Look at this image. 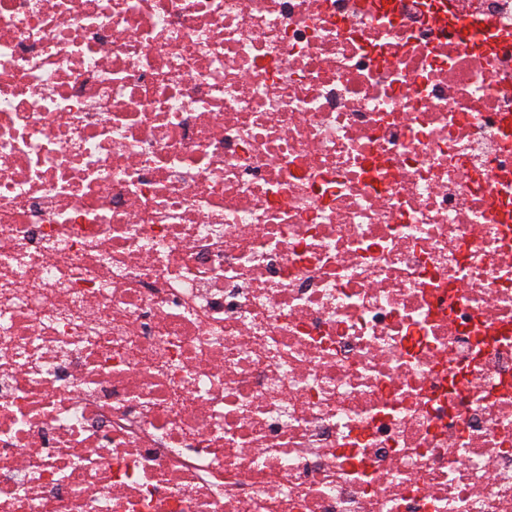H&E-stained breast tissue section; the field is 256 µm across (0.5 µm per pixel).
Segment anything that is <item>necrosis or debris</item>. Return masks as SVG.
Returning a JSON list of instances; mask_svg holds the SVG:
<instances>
[{"mask_svg": "<svg viewBox=\"0 0 512 512\" xmlns=\"http://www.w3.org/2000/svg\"><path fill=\"white\" fill-rule=\"evenodd\" d=\"M0 512H512V0H0Z\"/></svg>", "mask_w": 512, "mask_h": 512, "instance_id": "necrosis-or-debris-1", "label": "necrosis or debris"}]
</instances>
